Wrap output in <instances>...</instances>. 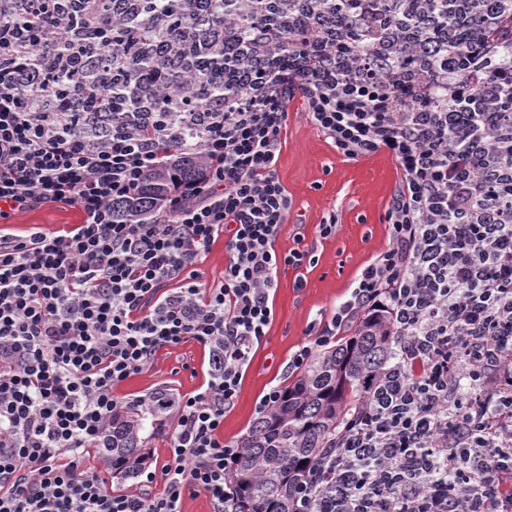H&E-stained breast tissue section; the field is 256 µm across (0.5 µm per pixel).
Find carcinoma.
Wrapping results in <instances>:
<instances>
[{
  "label": "carcinoma",
  "mask_w": 512,
  "mask_h": 512,
  "mask_svg": "<svg viewBox=\"0 0 512 512\" xmlns=\"http://www.w3.org/2000/svg\"><path fill=\"white\" fill-rule=\"evenodd\" d=\"M333 19L349 18L350 48L369 51L376 43V31L367 26L363 15L369 8L382 10L386 0H323ZM157 12L165 16L171 28L157 33L158 56H141L139 32L131 24L112 19V51L120 55L127 69V86L113 87L107 92L95 86L82 88L84 98L78 100L76 110L99 105L100 93L112 101V112L103 113L98 126L100 134L108 132V119L115 112H137L141 102L135 96L136 84L149 79L162 66L161 54L172 30L180 25L192 26L200 38L207 31L227 22L236 24L239 35H260L275 25L276 18L257 9L253 0H195L197 8L190 12L185 0H154ZM486 37L512 45V17L506 16L499 24L485 30ZM311 35L306 24L298 31L285 34L279 44L274 65L288 61L290 52L300 36ZM197 100L212 111L224 109V103L236 97L235 77L224 67L203 55L198 70L187 85ZM67 88L56 89L61 98L80 93ZM203 169V159L187 156L178 171L184 178L194 179ZM172 169L158 168L146 181L135 200L119 209L121 216H137L157 208L169 195ZM402 341L400 332L390 325L379 324L350 340L321 350L307 368L284 387L280 402L260 416L251 429L239 440L241 451L228 472L233 488L231 499L224 504V512H331L336 492L348 481L341 469L327 472L323 490L310 498L304 489L311 482V474L323 458L336 449V439L347 433L358 413L367 405L384 407L389 393L403 384L408 367L395 360ZM140 418L131 414L117 419L112 429V458L116 460L115 474L129 476L144 459L140 443Z\"/></svg>",
  "instance_id": "cac0c4a2"
}]
</instances>
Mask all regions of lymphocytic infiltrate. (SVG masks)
Wrapping results in <instances>:
<instances>
[{"mask_svg":"<svg viewBox=\"0 0 512 512\" xmlns=\"http://www.w3.org/2000/svg\"><path fill=\"white\" fill-rule=\"evenodd\" d=\"M102 4L137 21L149 0H0V220L56 204L81 215L61 231L0 233V512H182L189 492L224 512L226 462L240 452L224 440V414L274 319L278 272L317 261L275 248L291 209L276 165L294 100L338 152L385 154L401 174L387 248L287 364L299 375L364 317L389 314L417 367L384 426L372 410L359 417V445L340 458L355 477L341 512L386 501L396 512H512V119L487 121L512 88L502 44L415 40L430 18H405L389 0L376 54L354 55L344 29L314 14V40L251 74L223 110L176 94L148 113L151 137L119 112L100 140L47 75L77 83L91 61L106 83L123 81L119 56L87 33ZM405 43L410 69L396 62ZM188 150L206 162L196 181L162 208L118 217L148 173ZM220 236L224 279L206 288L197 266ZM190 340L209 351L205 387L167 402L117 395ZM159 405L175 420L166 462L137 469L142 492L107 491L83 470L84 451L111 448L116 413Z\"/></svg>","mask_w":512,"mask_h":512,"instance_id":"1","label":"lymphocytic infiltrate"}]
</instances>
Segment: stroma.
<instances>
[{"label":"stroma","mask_w":512,"mask_h":512,"mask_svg":"<svg viewBox=\"0 0 512 512\" xmlns=\"http://www.w3.org/2000/svg\"><path fill=\"white\" fill-rule=\"evenodd\" d=\"M277 175L292 199V210L276 242L279 253L295 248L296 236L318 262L278 274L274 320L255 349L233 407L224 415V439L236 443L259 417L258 403L270 386L289 381L288 358L305 341L311 322L332 311L351 279L372 256L386 248L385 213L400 174L386 155L350 159L337 152L307 119L299 102L288 107ZM335 214L334 236L317 227ZM80 214L63 204L13 215L4 232L25 234L38 226L52 232L80 223ZM208 352L195 341L161 350L152 365L121 384L118 395L133 398L167 389L189 393L203 383Z\"/></svg>","instance_id":"stroma-1"}]
</instances>
